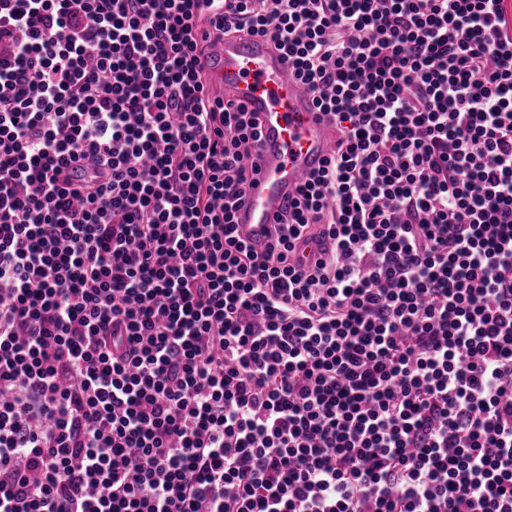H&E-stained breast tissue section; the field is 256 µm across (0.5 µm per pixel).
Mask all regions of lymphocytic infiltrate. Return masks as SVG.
Wrapping results in <instances>:
<instances>
[{
    "label": "lymphocytic infiltrate",
    "mask_w": 512,
    "mask_h": 512,
    "mask_svg": "<svg viewBox=\"0 0 512 512\" xmlns=\"http://www.w3.org/2000/svg\"><path fill=\"white\" fill-rule=\"evenodd\" d=\"M503 2L0 0V512H512ZM239 34L336 130L261 252Z\"/></svg>",
    "instance_id": "1"
}]
</instances>
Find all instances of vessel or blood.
I'll list each match as a JSON object with an SVG mask.
<instances>
[{
    "mask_svg": "<svg viewBox=\"0 0 512 512\" xmlns=\"http://www.w3.org/2000/svg\"><path fill=\"white\" fill-rule=\"evenodd\" d=\"M205 76L225 100L258 113L261 121L257 166L236 213L241 236L260 252L270 242L268 228L302 179L331 154L336 132L292 77L287 56L267 38L225 37L208 49Z\"/></svg>",
    "mask_w": 512,
    "mask_h": 512,
    "instance_id": "b4317fda",
    "label": "vessel or blood"
}]
</instances>
